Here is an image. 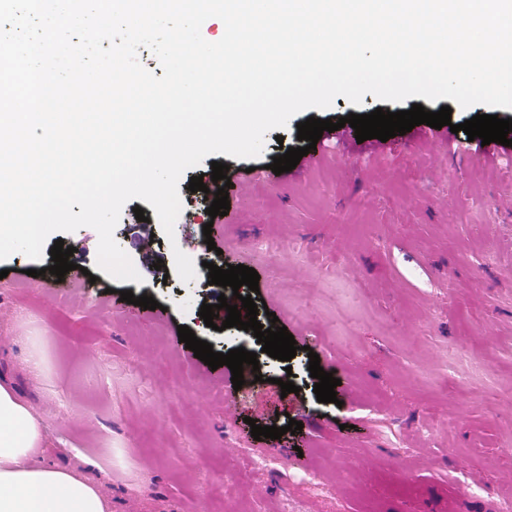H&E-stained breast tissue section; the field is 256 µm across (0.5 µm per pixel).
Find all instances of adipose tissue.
I'll use <instances>...</instances> for the list:
<instances>
[{"label":"adipose tissue","instance_id":"ef3b65f1","mask_svg":"<svg viewBox=\"0 0 512 512\" xmlns=\"http://www.w3.org/2000/svg\"><path fill=\"white\" fill-rule=\"evenodd\" d=\"M45 424L0 384V512H111L100 485L44 464Z\"/></svg>","mask_w":512,"mask_h":512}]
</instances>
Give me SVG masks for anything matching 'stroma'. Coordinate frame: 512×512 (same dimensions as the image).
Here are the masks:
<instances>
[{
	"label": "stroma",
	"instance_id": "stroma-1",
	"mask_svg": "<svg viewBox=\"0 0 512 512\" xmlns=\"http://www.w3.org/2000/svg\"><path fill=\"white\" fill-rule=\"evenodd\" d=\"M352 110L339 96L267 133L257 158L203 159L229 167L221 255L205 243L210 217L188 189L193 167L178 184L173 237L151 205L123 208L114 238L141 282L96 269L90 227L64 235L77 249L64 278L48 274L47 255L0 262V377L44 419L48 462L99 482L112 512H493L512 500V148L484 163L458 155L462 132L326 140L315 167L297 165L280 182L240 175L282 155L308 117ZM146 231L161 267L141 264ZM189 239L197 277L185 284L172 246ZM258 240L280 256L260 257ZM210 258L258 272L268 307L258 321L275 312L298 347L287 363L259 354L262 381L239 390L228 367L211 369L178 336L185 325L214 351L238 346V328L215 331L199 316L221 294L203 276ZM346 288L359 291L357 305L342 301ZM123 290L158 309L121 302ZM32 351L44 374L27 369ZM312 352L341 381L337 403L316 398ZM286 377L297 393L282 394ZM252 418L303 428L257 441ZM265 451L271 467L254 471Z\"/></svg>",
	"mask_w": 512,
	"mask_h": 512
}]
</instances>
